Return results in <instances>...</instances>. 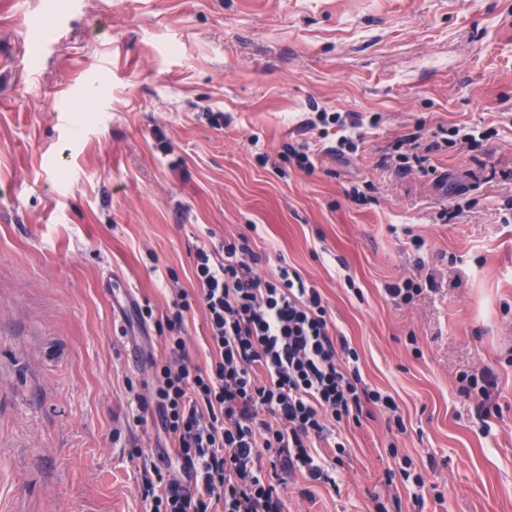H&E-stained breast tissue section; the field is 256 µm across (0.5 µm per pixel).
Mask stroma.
Here are the masks:
<instances>
[{
  "instance_id": "1",
  "label": "stroma",
  "mask_w": 512,
  "mask_h": 512,
  "mask_svg": "<svg viewBox=\"0 0 512 512\" xmlns=\"http://www.w3.org/2000/svg\"><path fill=\"white\" fill-rule=\"evenodd\" d=\"M322 110L379 122L342 157L302 125ZM452 124L498 134L397 170ZM302 142L309 173L283 158ZM510 214L512 0H0V512H144L130 450L172 447L134 421L165 355L135 307L193 288L209 233L319 288L406 425L337 424L335 485L286 476L287 512H512ZM406 278L423 293L393 301ZM393 447L423 486L390 479ZM458 391L467 399L475 402V409L479 417L487 418L491 415L488 405L489 389L494 386L495 377L488 369L470 370L460 373L457 378Z\"/></svg>"
}]
</instances>
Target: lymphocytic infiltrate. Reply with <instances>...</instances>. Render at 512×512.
<instances>
[{"label": "lymphocytic infiltrate", "mask_w": 512, "mask_h": 512, "mask_svg": "<svg viewBox=\"0 0 512 512\" xmlns=\"http://www.w3.org/2000/svg\"><path fill=\"white\" fill-rule=\"evenodd\" d=\"M334 125L338 154L358 148L362 115L318 113L305 128ZM492 128L454 125L429 137L408 138L412 153L403 167L423 164L427 153L462 143L479 149ZM247 236L210 246L196 244L197 289L180 291L170 314L154 321L151 305L141 321L154 322L166 351L152 362L153 384L139 397L140 412L155 411L173 438L181 478L166 465L151 464L139 487L145 512H285L279 488L284 474L331 482L324 459L314 455L328 420H360L370 409L393 413L394 400L370 388L359 355L333 325L318 288L280 262L278 275L264 278ZM205 312L210 361L194 364L184 336L195 308Z\"/></svg>", "instance_id": "lymphocytic-infiltrate-1"}]
</instances>
